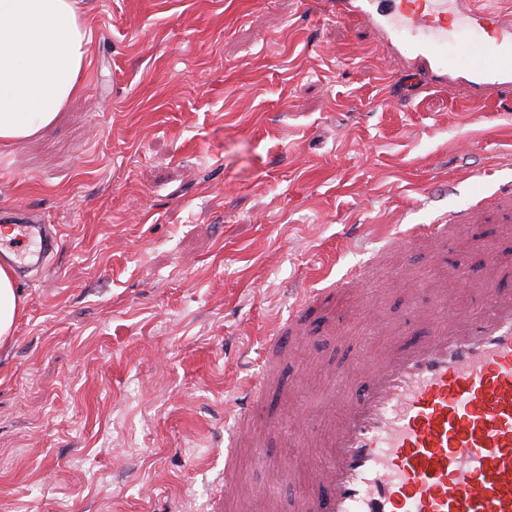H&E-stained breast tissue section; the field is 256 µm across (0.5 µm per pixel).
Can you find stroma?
I'll return each instance as SVG.
<instances>
[{"label": "stroma", "mask_w": 512, "mask_h": 512, "mask_svg": "<svg viewBox=\"0 0 512 512\" xmlns=\"http://www.w3.org/2000/svg\"><path fill=\"white\" fill-rule=\"evenodd\" d=\"M82 89L0 156V218L42 212L58 244L0 348V512H186L234 454L253 512H293L338 418L342 367L419 336L434 292L472 303L490 219L431 249L413 224L512 179V116L409 76L328 0H76ZM371 268L359 293L337 289ZM316 344L287 357L240 435L238 382L298 287ZM316 363L297 375L294 360ZM301 416L303 428L286 423ZM270 460L296 465L277 482Z\"/></svg>", "instance_id": "obj_1"}]
</instances>
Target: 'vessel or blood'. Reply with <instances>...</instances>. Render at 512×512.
I'll return each mask as SVG.
<instances>
[{
	"label": "vessel or blood",
	"instance_id": "vessel-or-blood-1",
	"mask_svg": "<svg viewBox=\"0 0 512 512\" xmlns=\"http://www.w3.org/2000/svg\"><path fill=\"white\" fill-rule=\"evenodd\" d=\"M339 21L374 29L387 44L415 39L416 70L444 87L468 85L476 98L512 103V7L490 0H329ZM467 50L470 68L453 58ZM512 222V182L439 223L410 228L406 245L438 242L449 232L479 223L484 211ZM19 239L54 235L31 210L10 215ZM476 309L443 313L447 297L426 314L428 329L414 342H397L368 369L345 367L346 378L364 374L360 389L327 397L341 421L320 453L311 492L295 512H512V291L482 285ZM301 318L278 324L261 358L262 376L240 387L239 423L258 407L274 382L284 337L305 334ZM234 461L224 464V487L208 512H224L236 498Z\"/></svg>",
	"mask_w": 512,
	"mask_h": 512
}]
</instances>
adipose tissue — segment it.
<instances>
[{"instance_id":"1","label":"adipose tissue","mask_w":512,"mask_h":512,"mask_svg":"<svg viewBox=\"0 0 512 512\" xmlns=\"http://www.w3.org/2000/svg\"><path fill=\"white\" fill-rule=\"evenodd\" d=\"M75 0H0V148L50 127L81 89L90 35ZM23 309L9 266H0V347Z\"/></svg>"}]
</instances>
